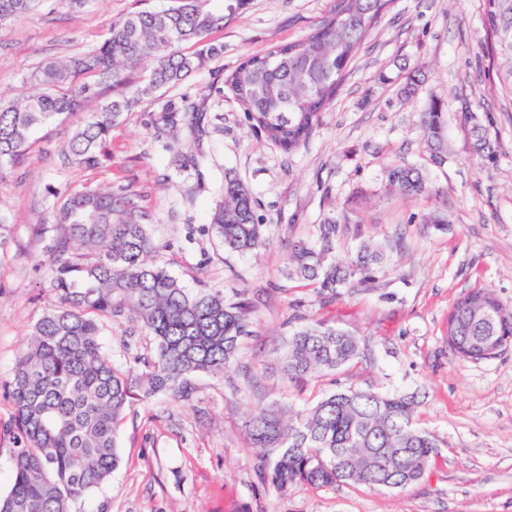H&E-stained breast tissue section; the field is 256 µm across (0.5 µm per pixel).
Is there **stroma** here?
<instances>
[{
	"label": "stroma",
	"mask_w": 512,
	"mask_h": 512,
	"mask_svg": "<svg viewBox=\"0 0 512 512\" xmlns=\"http://www.w3.org/2000/svg\"><path fill=\"white\" fill-rule=\"evenodd\" d=\"M171 4L87 0L74 8L70 0H41L0 24V95L23 92L25 75L48 59L92 51L113 20ZM333 5L247 0L208 36L221 54L125 113L98 168L72 163L61 149L96 109L92 99L63 125L36 128L26 161L0 179V212L13 224L0 254V425L13 413L5 384L55 301L49 243L33 232L53 219V191L98 186L132 198L153 217L152 262L189 290L203 284L249 308L253 334L224 375L191 376L190 400L159 394L127 409L119 466L83 500L82 512H512V344L478 362L448 346V312L467 291L491 288L512 309V95L497 82L502 61L489 48L485 0H394L309 143L288 155L251 130L228 80L245 56L303 37ZM414 67L426 80L406 100L399 89ZM432 96L447 116L448 156L439 166L428 163L418 127ZM169 103L212 117L200 170L171 166L154 138L153 115ZM477 123L499 145L487 168L473 152ZM394 160L425 166L430 194H385L383 171ZM228 172L253 194L264 248L238 254L207 231ZM433 214L447 223H429ZM335 216L338 262L367 240L383 256L367 283L321 303L281 269L291 244L319 245L321 224ZM302 317L364 339V355L316 379L288 380L278 350ZM101 342L115 366L134 374L155 351L129 319L106 323ZM349 388L414 397V422L436 443L424 477L401 490L339 483L285 493L261 481L262 451L245 432L250 414L275 403L303 410Z\"/></svg>",
	"instance_id": "35a3bbf8"
}]
</instances>
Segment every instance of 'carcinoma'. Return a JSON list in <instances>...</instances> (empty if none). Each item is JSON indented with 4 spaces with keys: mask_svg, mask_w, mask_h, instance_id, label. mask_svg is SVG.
<instances>
[{
    "mask_svg": "<svg viewBox=\"0 0 512 512\" xmlns=\"http://www.w3.org/2000/svg\"><path fill=\"white\" fill-rule=\"evenodd\" d=\"M36 2L0 0V23L27 14ZM209 2L175 0L165 10L130 13L112 22L91 53L37 67L25 79L34 91L0 97V178L25 157L34 128L64 121L107 88L112 98L63 145L75 163L97 166L125 113L143 97L179 85L220 52L206 38L245 0H224L221 11ZM391 2L336 0L302 39L245 58L229 84L250 127L284 153L306 145ZM485 2V26L504 62L497 80L512 95V0ZM186 44L195 50L183 52ZM444 112V103L432 98L419 113L425 151L439 165L447 148ZM210 126L207 113L194 106L180 112L169 105L152 122L154 138L165 142L179 169H197L203 157L183 148L179 134L198 147ZM473 133L476 156L495 162L498 143L481 125ZM384 189L418 198L429 192L427 174L394 160L384 169ZM221 190L211 232L240 254L266 246L249 188L227 177ZM55 196V223L35 225V234L51 240L48 274L56 304L34 324L7 382L14 406L6 426L14 443L13 473L9 491L0 495V512H76V504L117 468V430L131 403L164 392L190 399L189 377L224 374L238 361L242 338L252 333L246 306L205 287L191 292L150 261L156 245L147 215L120 202L112 188L67 189ZM320 232L317 250L291 246L285 276L316 282L319 294L331 297L355 278L368 281L380 248L364 242L350 264L328 263L336 221L321 225ZM473 297L492 302L494 315H467L465 303ZM129 317L156 346L138 374L116 368L100 341L104 321ZM448 335L477 350L512 337V313L489 290L468 291L448 314ZM361 352L360 338L308 319L284 341L279 363L288 379L307 381L340 370ZM413 406L410 397L338 390L289 418L277 405L262 408L247 421L252 447L270 450L262 457L260 478L280 490L337 482L403 489L421 479L435 448L432 435L414 425Z\"/></svg>",
    "mask_w": 512,
    "mask_h": 512,
    "instance_id": "1",
    "label": "carcinoma"
}]
</instances>
